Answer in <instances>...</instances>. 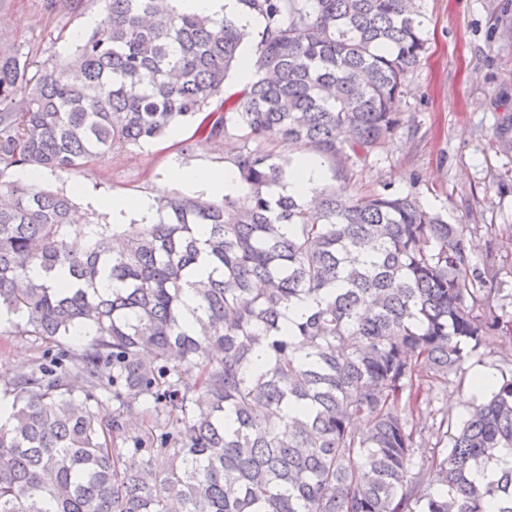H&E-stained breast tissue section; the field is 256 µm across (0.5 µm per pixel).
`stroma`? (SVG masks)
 <instances>
[{
	"label": "stroma",
	"mask_w": 512,
	"mask_h": 512,
	"mask_svg": "<svg viewBox=\"0 0 512 512\" xmlns=\"http://www.w3.org/2000/svg\"><path fill=\"white\" fill-rule=\"evenodd\" d=\"M102 0H0V44L20 48L37 63L70 54L83 19L103 14ZM429 50L410 77L403 110L407 122L382 154L357 164L352 193H411L449 223L472 228L474 262H492L498 282L512 293V153L502 152L495 130L512 118V0H426ZM231 143L203 144L192 136L161 138L87 163L68 180L44 173L43 187L65 188L79 213L102 224L107 213L88 197L137 194L161 182L169 163H221ZM35 336L0 335V404L11 406L5 384L43 347ZM500 343L482 346L447 381L431 383L433 401L417 412L428 432L442 417L460 422L469 411L476 369L504 366Z\"/></svg>",
	"instance_id": "stroma-1"
}]
</instances>
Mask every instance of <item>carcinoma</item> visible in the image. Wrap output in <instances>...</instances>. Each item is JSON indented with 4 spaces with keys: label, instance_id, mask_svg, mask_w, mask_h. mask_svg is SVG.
Masks as SVG:
<instances>
[{
    "label": "carcinoma",
    "instance_id": "obj_1",
    "mask_svg": "<svg viewBox=\"0 0 512 512\" xmlns=\"http://www.w3.org/2000/svg\"><path fill=\"white\" fill-rule=\"evenodd\" d=\"M104 2L63 59L33 72L0 49V334L50 343L9 382L0 512H512L511 465L470 480L512 456V375L472 399L445 454L416 462L413 424L423 378L512 341V294L413 194L349 191L405 125L429 44L421 0H239L257 33L169 0ZM246 41L255 79L226 98ZM178 124L210 143L245 131L228 157L241 197L174 192L158 223L116 232L10 176L61 178ZM269 142L321 157L335 184L312 206L272 193L292 159ZM105 277L119 287L99 292Z\"/></svg>",
    "mask_w": 512,
    "mask_h": 512
}]
</instances>
